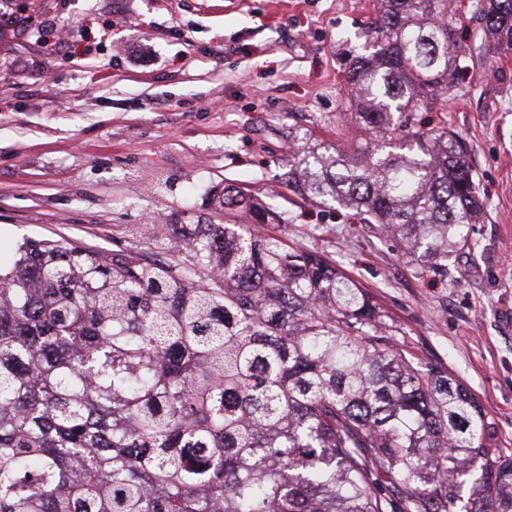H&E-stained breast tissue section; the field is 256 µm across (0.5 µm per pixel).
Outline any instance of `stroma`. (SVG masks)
<instances>
[{
    "instance_id": "obj_1",
    "label": "stroma",
    "mask_w": 512,
    "mask_h": 512,
    "mask_svg": "<svg viewBox=\"0 0 512 512\" xmlns=\"http://www.w3.org/2000/svg\"><path fill=\"white\" fill-rule=\"evenodd\" d=\"M378 0H13L0 26V261L29 240L104 253L147 224H220L225 184L286 214L262 232L357 279L397 346L476 397L512 451V54L466 58L444 113L487 203L447 277L335 204L288 191L289 133L336 123ZM38 25H31L30 15Z\"/></svg>"
}]
</instances>
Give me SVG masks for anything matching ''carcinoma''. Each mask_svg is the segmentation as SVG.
<instances>
[{
	"label": "carcinoma",
	"instance_id": "cac0c4a2",
	"mask_svg": "<svg viewBox=\"0 0 512 512\" xmlns=\"http://www.w3.org/2000/svg\"><path fill=\"white\" fill-rule=\"evenodd\" d=\"M454 8L379 0L336 140L300 138L285 180L442 277L485 201L466 141L415 115L447 111L462 53L512 50V0H478L468 49ZM219 205L152 225L148 256L30 241L0 266V512H512L478 400L335 262L259 231L271 209Z\"/></svg>",
	"mask_w": 512,
	"mask_h": 512
}]
</instances>
